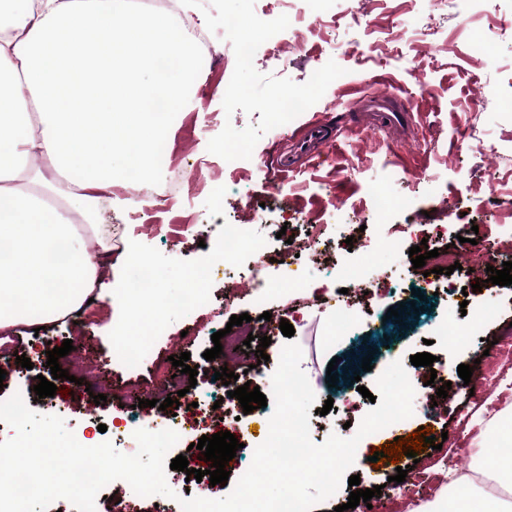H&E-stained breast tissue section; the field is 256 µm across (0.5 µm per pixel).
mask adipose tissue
<instances>
[{"instance_id":"adipose-tissue-1","label":"adipose tissue","mask_w":512,"mask_h":512,"mask_svg":"<svg viewBox=\"0 0 512 512\" xmlns=\"http://www.w3.org/2000/svg\"><path fill=\"white\" fill-rule=\"evenodd\" d=\"M160 59L171 67L149 71ZM195 66L169 16L132 0H0L1 329L69 314L136 262L76 245L75 225L94 223L91 202L130 174L155 182ZM477 445L471 470L488 484L461 495L449 481L420 512H512V395Z\"/></svg>"}]
</instances>
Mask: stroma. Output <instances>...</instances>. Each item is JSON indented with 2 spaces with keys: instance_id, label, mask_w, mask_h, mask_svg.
Listing matches in <instances>:
<instances>
[{
  "instance_id": "1",
  "label": "stroma",
  "mask_w": 512,
  "mask_h": 512,
  "mask_svg": "<svg viewBox=\"0 0 512 512\" xmlns=\"http://www.w3.org/2000/svg\"><path fill=\"white\" fill-rule=\"evenodd\" d=\"M186 9L197 25L224 50V64L216 71L197 73L189 91V113L173 116L174 138L167 149L174 165L187 162L194 168L183 192L172 199H154L146 209L112 208L108 196H100L97 210L101 223L111 225L113 244H127L155 267L160 278L158 309L154 323L159 336H143L151 349L150 360L130 368L115 358L116 326L133 320L135 306L129 297L101 299L88 308L82 322L73 317L45 325L53 346L72 340L93 369L85 386L60 378L57 395H31L29 407L43 415L64 419L71 432L94 436L106 425L105 439L125 454L138 445L133 432L149 428L157 408H136L135 396L158 398L174 368L171 359L189 353L200 367L196 392L205 407L225 396L223 385L209 373L204 359L212 348L211 336L225 329L232 315L258 316L282 304L273 268L264 275L269 284L265 304L249 293L233 302L224 300V278L206 283L196 306L182 311L171 300L188 288L184 275L207 262L224 243L228 223L264 226L260 237L266 254L283 250L287 241H299L310 225L322 229L324 246L320 262L303 264L300 281L305 288H353L354 280L336 281L338 250L352 243L353 254L370 255L378 266L384 290L375 296L359 295L369 314L358 329L357 339L337 342L327 308L304 310L295 323L294 339L302 349L301 368L312 373L317 405H324L332 390L326 384L331 359L339 357L360 365L368 353L361 336L388 337L392 357L375 356L372 371L362 373L359 384L338 376L340 394L354 401L348 413L330 410L310 414V438L319 442L326 433L343 438L354 435L356 425L371 409L362 389H374L375 380L390 359L409 362L411 355L427 352L440 357L450 381L447 397L437 398L428 367L414 368L417 394L436 397L438 412H416L401 427L383 429L363 438L356 451L352 474L361 488H380L386 512H408L405 500L416 487L399 489L387 472L373 473L368 461L373 447L393 443L395 437L431 429L445 435L441 449L418 451L414 473L427 475L458 462L470 465L471 456L456 458L458 447L474 448L480 420L491 419L490 404L471 395L457 372L458 365L481 373L478 360L502 331L512 326V285L488 281L489 269H502L469 260L468 267L440 275L433 286L419 284L418 272L408 254L390 249L397 237L407 245L427 243L429 248L473 255L477 246L492 242L512 227V0H448L437 7L434 0H330L318 6L314 0H187ZM277 35L281 51L268 50L270 35ZM250 41L257 48L254 63L238 67L233 59L237 45ZM329 72L327 88L314 95L312 107L299 113L288 126L275 128L274 111L283 93L310 94L309 76L314 69ZM245 88L246 96L225 95V87ZM387 91L405 102L416 116L413 135L387 138L384 133L347 126L321 158L303 163L288 177H280L277 161L310 121L335 125L344 113L354 111L364 95ZM312 94V93H311ZM239 146L243 158H225L222 144ZM387 198L409 202L384 225H376L373 188ZM452 224L451 234L442 225ZM477 225L475 242L463 245L456 237ZM478 291H471V284ZM421 287L429 303L417 327L397 323L386 316L389 307L411 300V290ZM454 320L464 329V343L447 352L438 328ZM195 328L198 338L186 344L182 330ZM286 336L268 346L269 370H276ZM12 349L0 358L6 372L0 383V401L19 390L20 365L16 358H30L36 373L49 375L44 347L33 346L32 333L15 328L9 334ZM101 388L105 399L95 402L88 387ZM96 409L89 418L88 409Z\"/></svg>"
}]
</instances>
